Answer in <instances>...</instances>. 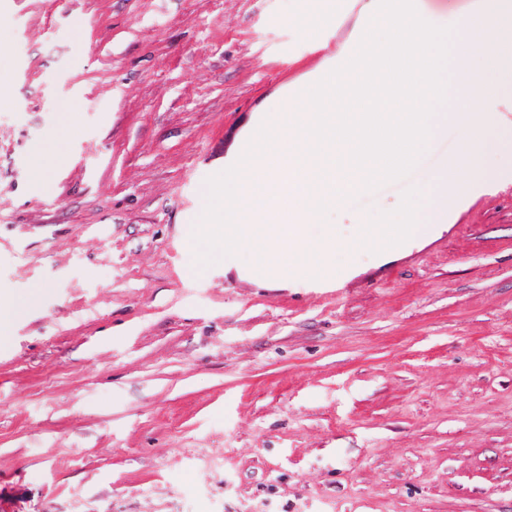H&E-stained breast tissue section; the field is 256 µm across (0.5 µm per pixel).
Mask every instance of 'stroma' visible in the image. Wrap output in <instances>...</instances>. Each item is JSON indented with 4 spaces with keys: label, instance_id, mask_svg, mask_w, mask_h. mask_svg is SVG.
<instances>
[{
    "label": "stroma",
    "instance_id": "stroma-1",
    "mask_svg": "<svg viewBox=\"0 0 512 512\" xmlns=\"http://www.w3.org/2000/svg\"><path fill=\"white\" fill-rule=\"evenodd\" d=\"M358 15L0 0V291H43L0 337V512H512V139L385 253L356 228L400 192L331 210L342 291L185 272L206 179ZM35 160L30 168L31 183L36 186H45L48 182L49 173L53 169L57 159V153H50L41 147L33 151Z\"/></svg>",
    "mask_w": 512,
    "mask_h": 512
}]
</instances>
